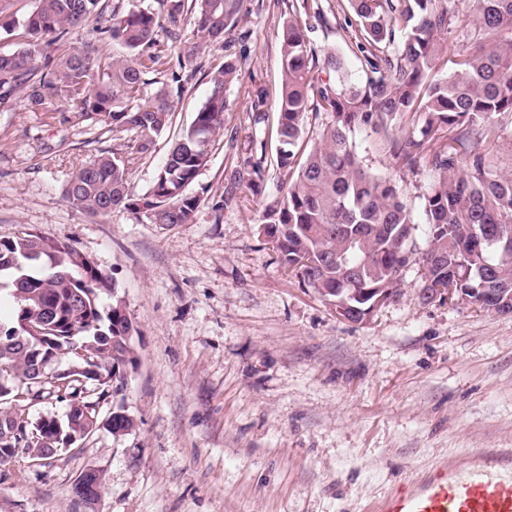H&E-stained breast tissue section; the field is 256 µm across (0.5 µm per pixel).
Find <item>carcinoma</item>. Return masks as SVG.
Here are the masks:
<instances>
[{
	"instance_id": "1",
	"label": "carcinoma",
	"mask_w": 512,
	"mask_h": 512,
	"mask_svg": "<svg viewBox=\"0 0 512 512\" xmlns=\"http://www.w3.org/2000/svg\"><path fill=\"white\" fill-rule=\"evenodd\" d=\"M169 33L180 43L178 59L191 61L220 41L247 39L236 33L250 0H164ZM111 11V23L97 29L124 50L105 56L94 43L54 57L47 48L91 17ZM312 13L328 31L354 29L351 48L362 76L350 72L345 54L317 49L294 15ZM342 14L327 18L320 0H288V19L280 34L281 81L275 129L278 166L288 169V188L280 205L262 215L261 232L274 238L281 263L303 284L330 302L350 288L398 291L401 271L422 263L424 287L448 280L455 288H484L468 297L479 306L505 303L512 310V174L498 171L492 144L500 138L498 117L512 115V0H477V21L488 47L468 54L442 38L458 23L448 0H346ZM189 17L190 36L179 23ZM160 16L149 8L126 9L123 0H37L21 20L0 23V35L23 31V47L0 54V112L23 99L31 112L64 102L103 125L112 140L133 142L131 152H103L74 170L63 198L92 215L117 209L143 214L153 224H190L201 199L187 193L206 166L212 143L224 129L225 89L238 77L237 56L225 55L211 78L206 102L182 131L144 196L133 192L128 171L151 151L172 124V88L182 75L166 72L152 48ZM454 68L437 75L440 59ZM158 86L151 99L147 87ZM322 117L318 140H307V113ZM369 129L386 143L391 167L428 169L421 195L429 226V245L418 252L411 234L415 220L396 181L371 172L350 135ZM453 134L456 146L434 147L437 135ZM264 177L262 159L238 161L224 183L220 211L238 198L245 184ZM13 274V327L29 323L37 336L16 340L0 333V381L12 388L0 395V419L17 423L20 447L42 460L63 449L69 418L48 415L37 422L20 419L24 410L14 384L27 380L26 392L78 406L101 423L93 397L121 382L133 362L131 322L122 304L103 307L112 282L72 245L26 231L0 239V273ZM343 289L339 295L336 290ZM69 365L89 374L66 372ZM44 372L34 373L37 362ZM60 422L62 430L54 429ZM133 418L112 412V433L133 429Z\"/></svg>"
}]
</instances>
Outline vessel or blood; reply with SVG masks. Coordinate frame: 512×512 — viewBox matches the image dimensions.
I'll use <instances>...</instances> for the list:
<instances>
[{
  "instance_id": "obj_1",
  "label": "vessel or blood",
  "mask_w": 512,
  "mask_h": 512,
  "mask_svg": "<svg viewBox=\"0 0 512 512\" xmlns=\"http://www.w3.org/2000/svg\"><path fill=\"white\" fill-rule=\"evenodd\" d=\"M367 512H512V449L477 448L442 462Z\"/></svg>"
}]
</instances>
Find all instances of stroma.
Here are the masks:
<instances>
[{
  "label": "stroma",
  "mask_w": 512,
  "mask_h": 512,
  "mask_svg": "<svg viewBox=\"0 0 512 512\" xmlns=\"http://www.w3.org/2000/svg\"><path fill=\"white\" fill-rule=\"evenodd\" d=\"M250 9L224 132L188 188L201 199L195 223L73 208L61 194L69 173L118 142L64 103L0 112V238L33 229L68 242L112 281L101 300L122 301L134 364L97 410L121 407L135 421L49 460L21 450L0 463V512H362L467 449L512 448V314L422 303L424 270L413 262L395 300L347 322L261 233L288 180L275 149L261 146L278 113L285 15L274 0ZM225 54L207 48L184 77L171 126L130 170L136 193L152 188ZM259 91L269 112L257 124ZM259 151L261 187L215 211L225 176ZM90 468L102 479L92 511L72 493Z\"/></svg>",
  "instance_id": "stroma-1"
}]
</instances>
